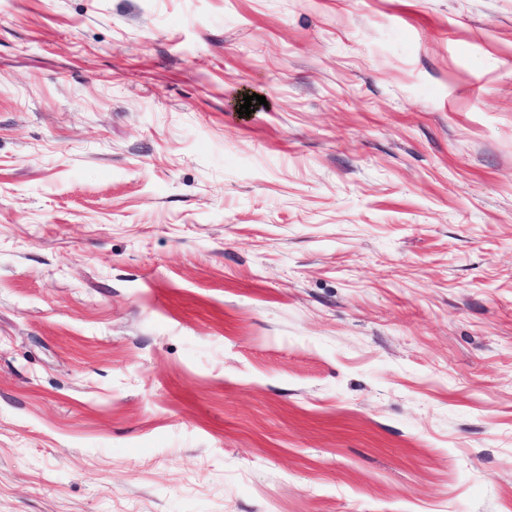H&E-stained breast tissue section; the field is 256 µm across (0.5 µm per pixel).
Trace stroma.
<instances>
[{"label":"stroma","mask_w":512,"mask_h":512,"mask_svg":"<svg viewBox=\"0 0 512 512\" xmlns=\"http://www.w3.org/2000/svg\"><path fill=\"white\" fill-rule=\"evenodd\" d=\"M0 512H512V0H0Z\"/></svg>","instance_id":"35a3bbf8"}]
</instances>
